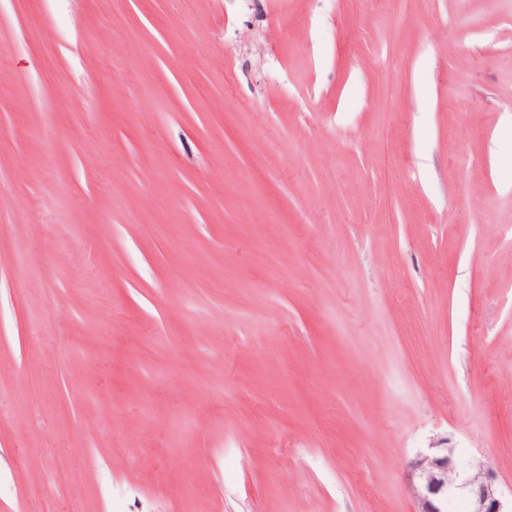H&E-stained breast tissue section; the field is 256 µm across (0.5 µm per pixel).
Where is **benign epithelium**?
<instances>
[{"label":"benign epithelium","mask_w":512,"mask_h":512,"mask_svg":"<svg viewBox=\"0 0 512 512\" xmlns=\"http://www.w3.org/2000/svg\"><path fill=\"white\" fill-rule=\"evenodd\" d=\"M410 468L419 512H446L448 497L464 489L469 492L470 512H512V500L505 499L491 468L481 465L466 474L457 468L446 448L415 457Z\"/></svg>","instance_id":"benign-epithelium-1"}]
</instances>
